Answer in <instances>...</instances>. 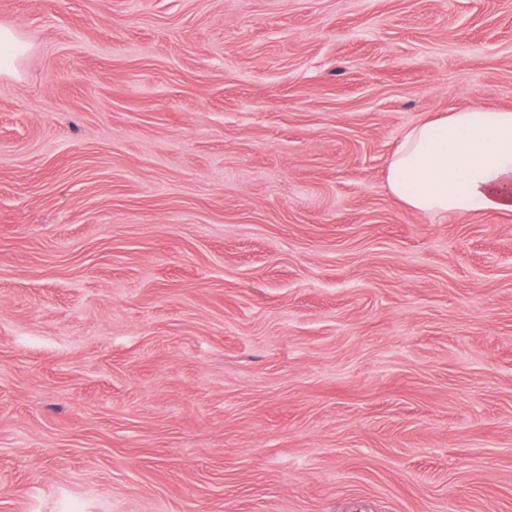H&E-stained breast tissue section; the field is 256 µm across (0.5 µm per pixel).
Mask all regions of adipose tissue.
Here are the masks:
<instances>
[{"label":"adipose tissue","mask_w":512,"mask_h":512,"mask_svg":"<svg viewBox=\"0 0 512 512\" xmlns=\"http://www.w3.org/2000/svg\"><path fill=\"white\" fill-rule=\"evenodd\" d=\"M387 182L418 213H512V111L476 106L406 128Z\"/></svg>","instance_id":"1"}]
</instances>
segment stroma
I'll use <instances>...</instances> for the list:
<instances>
[{"instance_id":"1","label":"stroma","mask_w":512,"mask_h":512,"mask_svg":"<svg viewBox=\"0 0 512 512\" xmlns=\"http://www.w3.org/2000/svg\"><path fill=\"white\" fill-rule=\"evenodd\" d=\"M0 512H512V213L404 129L512 110V0H0ZM25 51V45L16 33L0 27V74L14 69L17 58ZM387 182L418 213H512V111L476 106L406 128Z\"/></svg>"}]
</instances>
